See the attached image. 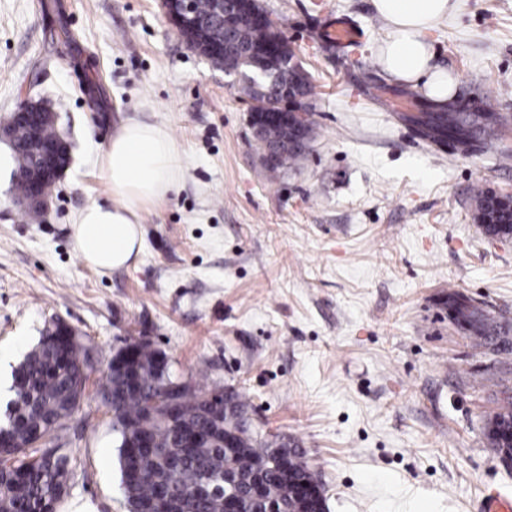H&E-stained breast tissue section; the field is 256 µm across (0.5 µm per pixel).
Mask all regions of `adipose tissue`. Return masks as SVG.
<instances>
[{"instance_id":"ef3b65f1","label":"adipose tissue","mask_w":512,"mask_h":512,"mask_svg":"<svg viewBox=\"0 0 512 512\" xmlns=\"http://www.w3.org/2000/svg\"><path fill=\"white\" fill-rule=\"evenodd\" d=\"M377 12L394 26L385 47V66L395 78L422 85L427 97L443 103L453 92L447 71L434 64L428 41L451 0H373ZM180 149L161 126L137 120L122 124L104 155L112 204L85 207L72 226L74 249L90 268H125L142 247L140 214L179 188Z\"/></svg>"}]
</instances>
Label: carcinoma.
I'll return each mask as SVG.
<instances>
[{
    "mask_svg": "<svg viewBox=\"0 0 512 512\" xmlns=\"http://www.w3.org/2000/svg\"><path fill=\"white\" fill-rule=\"evenodd\" d=\"M198 15L209 23L210 37L221 42L224 27L212 17V0H196ZM421 138L438 142L455 130L467 153L488 143L500 124L498 113L464 112L453 103L439 112L405 115ZM16 170L37 166V148L23 133L12 142ZM512 200H494L476 194L475 219L493 235L512 234ZM448 304L476 337L481 348L493 339L492 324L482 311L457 292ZM90 357L81 344H73L51 330L40 337L13 377V398L0 419V512H56L66 492L72 469L58 448L32 443L53 439L54 432L78 408ZM100 396L119 431V468L130 512H225L224 492L232 491L244 512H326L327 506L301 510L290 486L311 480L302 451L276 440L259 439L246 418L247 399L234 390L209 392L191 386H166L161 353L143 341L139 344L136 371L129 373L107 364ZM177 400L182 412L173 422L163 420L164 403ZM512 428V396L487 425L492 444L497 432ZM203 436L198 448L187 435ZM241 476L224 486L232 474Z\"/></svg>",
    "mask_w": 512,
    "mask_h": 512,
    "instance_id": "carcinoma-1",
    "label": "carcinoma"
}]
</instances>
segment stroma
Here are the masks:
<instances>
[{
	"mask_svg": "<svg viewBox=\"0 0 512 512\" xmlns=\"http://www.w3.org/2000/svg\"><path fill=\"white\" fill-rule=\"evenodd\" d=\"M45 2L0 0V114L28 95L57 107L72 160L39 220L0 188V357L20 364L61 320L96 365L57 432L73 470L57 512H129L97 391L139 336L174 378L246 394L253 432L305 451L328 512H480L485 488L512 495L486 433L512 353L476 348L448 313L456 291L512 325V235L472 216L477 192L512 197V0H455L431 34L453 101L503 117L465 155L404 121L436 105L386 72L373 0H259L312 86L311 143L275 172L234 77L160 0H60L76 52ZM339 17L362 33L344 49L321 35ZM131 119L180 144V189L143 212L137 261L100 273L72 226L111 203L103 154Z\"/></svg>",
	"mask_w": 512,
	"mask_h": 512,
	"instance_id": "35a3bbf8",
	"label": "stroma"
}]
</instances>
